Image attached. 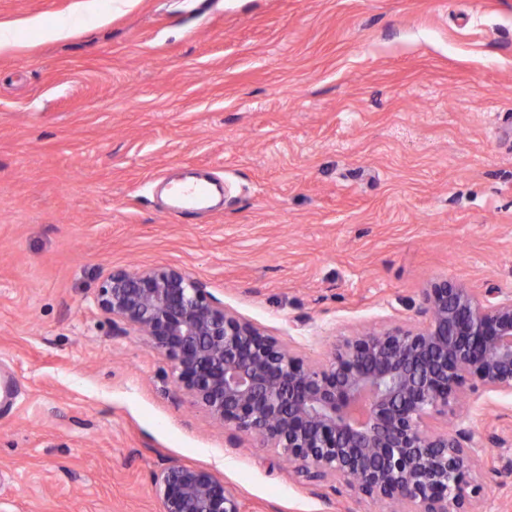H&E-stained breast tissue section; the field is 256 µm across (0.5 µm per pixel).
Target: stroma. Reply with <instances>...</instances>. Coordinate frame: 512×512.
<instances>
[{
  "label": "stroma",
  "instance_id": "35a3bbf8",
  "mask_svg": "<svg viewBox=\"0 0 512 512\" xmlns=\"http://www.w3.org/2000/svg\"><path fill=\"white\" fill-rule=\"evenodd\" d=\"M1 22L0 512H161L172 462L242 512H385L216 425L96 295L180 267L319 360L421 321L432 281L512 292V0H0ZM200 170L223 205L173 215L167 180ZM460 414L512 443V395ZM486 453V512H512Z\"/></svg>",
  "mask_w": 512,
  "mask_h": 512
}]
</instances>
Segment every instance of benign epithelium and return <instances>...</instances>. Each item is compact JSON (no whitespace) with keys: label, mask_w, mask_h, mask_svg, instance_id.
Returning a JSON list of instances; mask_svg holds the SVG:
<instances>
[{"label":"benign epithelium","mask_w":512,"mask_h":512,"mask_svg":"<svg viewBox=\"0 0 512 512\" xmlns=\"http://www.w3.org/2000/svg\"><path fill=\"white\" fill-rule=\"evenodd\" d=\"M422 303V322L363 330L308 361L179 267L114 270L97 294L117 333L142 336L185 395L279 451L296 476L388 512H483L486 445L507 441L457 410L467 394H512V294L441 280ZM448 417L449 429L429 424ZM153 482L163 512H241L205 468L171 463Z\"/></svg>","instance_id":"7a95c632"}]
</instances>
